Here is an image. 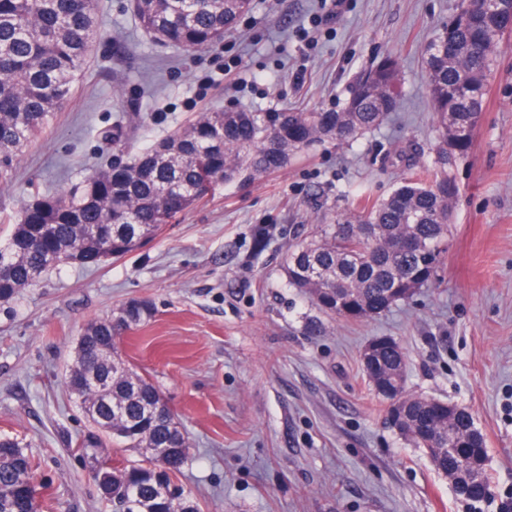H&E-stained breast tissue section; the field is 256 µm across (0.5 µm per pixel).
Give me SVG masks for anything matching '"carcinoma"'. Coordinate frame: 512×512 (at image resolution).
Here are the masks:
<instances>
[{
	"label": "carcinoma",
	"mask_w": 512,
	"mask_h": 512,
	"mask_svg": "<svg viewBox=\"0 0 512 512\" xmlns=\"http://www.w3.org/2000/svg\"><path fill=\"white\" fill-rule=\"evenodd\" d=\"M251 2L131 0V8L155 41L197 51L223 42ZM101 33L93 0H0V177L65 107ZM506 35H512V0L493 11L482 0H463L423 53L438 136L433 165L404 179L386 198L364 194L362 206L317 225L308 241L289 248L283 265L289 287L327 313L368 320L436 279L457 196L448 191L450 176L441 164L448 147L459 153L471 148L487 76ZM398 80V62L388 56L358 80L339 111L202 112L131 162L100 168L57 195L33 197L0 247L10 264L0 277V300L36 285L62 264H100L109 244L117 259L135 253L220 182L259 181L315 141L349 143L380 127L399 108ZM152 316L149 302L132 299L112 316L88 323L66 377L94 446L104 447L109 438L139 456L106 471L95 469L112 490L115 512H170L154 467L163 465L177 477L189 457L181 421L155 417L162 393L117 347L121 331ZM364 369L370 379L386 376L395 383L386 399L401 403L404 435L430 449L432 466L462 490L473 512H483L485 503L500 496L488 474L485 442L467 443L453 454L433 450L450 426L475 430L473 417L442 400L429 406L410 395L397 342L377 349ZM20 467L36 475L27 445L0 434V512H39L37 498L15 481Z\"/></svg>",
	"instance_id": "carcinoma-1"
}]
</instances>
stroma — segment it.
Masks as SVG:
<instances>
[{
    "mask_svg": "<svg viewBox=\"0 0 512 512\" xmlns=\"http://www.w3.org/2000/svg\"><path fill=\"white\" fill-rule=\"evenodd\" d=\"M457 4L254 0L223 43L189 52L144 34L130 0H96L104 32L68 106L0 188V246L32 195L127 163L197 113L339 110L390 54L400 107L350 144L316 142L261 181L217 185L133 255L59 267L0 300V433L29 444L50 512L114 510L64 377L86 324L131 299L154 315L118 346L182 422L180 480L202 512H461L425 449L386 423L362 363L379 336L402 347L409 394L473 415L490 477L512 487V39L471 149L447 167L459 192L435 283L355 321L312 305L282 270L289 246L356 208L360 189L381 199L396 188L405 151L433 158L422 52Z\"/></svg>",
    "mask_w": 512,
    "mask_h": 512,
    "instance_id": "35a3bbf8",
    "label": "stroma"
}]
</instances>
